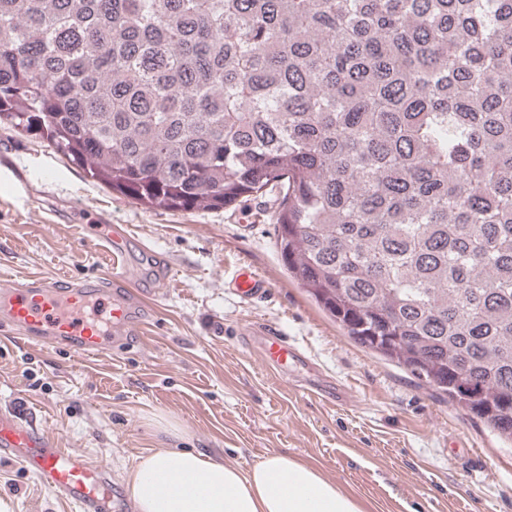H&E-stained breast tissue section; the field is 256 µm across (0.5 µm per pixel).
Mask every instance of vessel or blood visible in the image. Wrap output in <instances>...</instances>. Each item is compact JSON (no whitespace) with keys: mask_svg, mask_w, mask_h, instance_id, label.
I'll list each match as a JSON object with an SVG mask.
<instances>
[{"mask_svg":"<svg viewBox=\"0 0 512 512\" xmlns=\"http://www.w3.org/2000/svg\"><path fill=\"white\" fill-rule=\"evenodd\" d=\"M137 238L128 229L111 226L104 238L112 268L93 279L0 276V327L35 346L66 349L79 357H97L112 348V340L142 329V307L160 298L170 270L158 267L156 288H138L128 277L130 248ZM242 300L262 298L267 279L248 264L237 267L226 282ZM263 356L279 368L303 361L302 351L287 337L264 339ZM0 461L17 464L41 485L67 501L77 512H108L114 481L103 466L91 463L75 448L60 447L54 436L22 417L0 415Z\"/></svg>","mask_w":512,"mask_h":512,"instance_id":"1","label":"vessel or blood"}]
</instances>
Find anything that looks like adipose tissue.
I'll return each instance as SVG.
<instances>
[{"instance_id":"adipose-tissue-1","label":"adipose tissue","mask_w":512,"mask_h":512,"mask_svg":"<svg viewBox=\"0 0 512 512\" xmlns=\"http://www.w3.org/2000/svg\"><path fill=\"white\" fill-rule=\"evenodd\" d=\"M127 485L137 512H366L357 497L285 453L245 472L202 452L158 448Z\"/></svg>"}]
</instances>
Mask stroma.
I'll use <instances>...</instances> for the list:
<instances>
[{
    "instance_id": "obj_1",
    "label": "stroma",
    "mask_w": 512,
    "mask_h": 512,
    "mask_svg": "<svg viewBox=\"0 0 512 512\" xmlns=\"http://www.w3.org/2000/svg\"><path fill=\"white\" fill-rule=\"evenodd\" d=\"M0 272L84 278L108 270L100 238L129 225L171 266L140 337L103 356L21 344L0 332V413L24 400L38 428L111 471L118 496L139 457L192 449L249 470L285 453L320 470L368 512H512V448L322 311L279 261L266 198L233 210L146 209L88 179L42 139L0 128ZM266 276L264 298L225 288L239 264ZM306 355L287 376L268 367L264 331ZM344 387L332 405L301 390ZM11 512H72L22 468L0 464Z\"/></svg>"
}]
</instances>
